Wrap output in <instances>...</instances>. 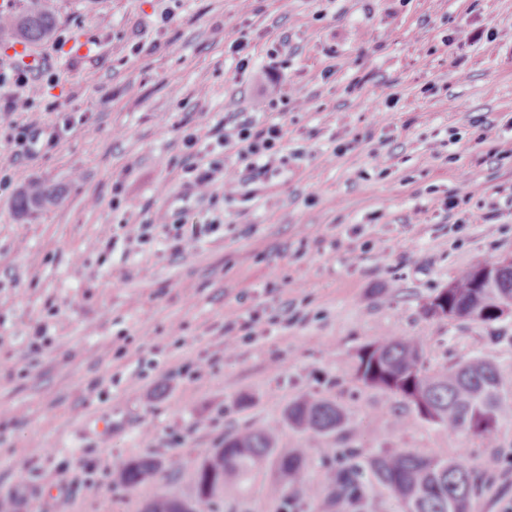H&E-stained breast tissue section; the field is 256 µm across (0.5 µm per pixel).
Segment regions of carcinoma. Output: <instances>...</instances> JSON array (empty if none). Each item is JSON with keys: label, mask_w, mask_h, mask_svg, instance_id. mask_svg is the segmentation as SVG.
Instances as JSON below:
<instances>
[{"label": "carcinoma", "mask_w": 512, "mask_h": 512, "mask_svg": "<svg viewBox=\"0 0 512 512\" xmlns=\"http://www.w3.org/2000/svg\"><path fill=\"white\" fill-rule=\"evenodd\" d=\"M55 12V0H31V6L20 15H0V36L39 43L53 32ZM58 199L54 187L34 181L17 195L14 206L19 213L28 214L52 207ZM476 275L473 269L464 272L426 304L425 313L480 322L500 320L495 300L512 294V265L497 271L496 287L491 289L480 287ZM356 376L366 386L402 397L419 417L452 433L468 431L489 440L499 421L512 419V396L505 391L506 376L497 364L475 356L431 373L424 366L422 341L417 336L377 337L358 353ZM284 421L292 429L323 437L347 430L344 410L315 394L290 402ZM325 453L335 454V486L328 492L308 486L305 493L321 500L328 512L338 499L356 507L365 495V470L398 501L402 512H470L477 484L463 458L385 450L360 461L353 450L338 454L327 448ZM308 464L307 449L280 446L279 426H248L224 435V442L196 464L194 497L159 496L146 503L144 512H201L224 494L226 483L244 480L264 465L273 471L268 493L277 498L301 479ZM161 467V461L150 456L133 459L121 470L118 483L137 487Z\"/></svg>", "instance_id": "1"}]
</instances>
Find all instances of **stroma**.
Masks as SVG:
<instances>
[{
  "mask_svg": "<svg viewBox=\"0 0 512 512\" xmlns=\"http://www.w3.org/2000/svg\"><path fill=\"white\" fill-rule=\"evenodd\" d=\"M57 11L56 34L97 49L36 46L59 77L39 89L42 126L79 119L57 147L18 158L0 128L11 178L0 189V500L13 512H142L192 494L195 465L225 434L276 423L284 445L309 449L307 484L332 481L326 448L466 449L471 512H512V420L489 445L356 378L377 336L421 337L431 371L479 355L512 376V317L423 312L463 272L512 257V158L500 156L512 147V0H58ZM243 33L253 51L241 74L228 45ZM274 113L288 126L286 164L198 201L184 168L221 156L212 129ZM34 180L61 202L18 214ZM451 196L462 200L452 211ZM492 209L496 220L465 221ZM215 212L223 227L179 255L162 229L137 244L120 227L160 215L196 226ZM254 312L266 335L225 348V324ZM306 393L370 432L283 426ZM144 456L161 471L117 486ZM270 479L265 467L227 486L224 512H321L297 485L269 498Z\"/></svg>",
  "mask_w": 512,
  "mask_h": 512,
  "instance_id": "stroma-1",
  "label": "stroma"
}]
</instances>
